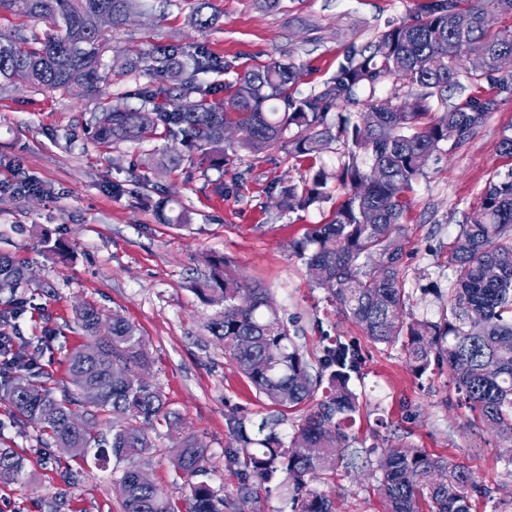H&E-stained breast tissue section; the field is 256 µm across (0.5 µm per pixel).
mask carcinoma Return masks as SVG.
<instances>
[{"label": "carcinoma", "mask_w": 512, "mask_h": 512, "mask_svg": "<svg viewBox=\"0 0 512 512\" xmlns=\"http://www.w3.org/2000/svg\"><path fill=\"white\" fill-rule=\"evenodd\" d=\"M137 0H0V7L49 24V32H0V79L25 67L31 85L89 97L112 82L106 65V39L98 26L101 14H112V28L126 24ZM209 0H200L191 14L194 26L218 21L205 14ZM512 16V0H473L465 11L457 0H429L420 17L387 24L366 44L350 45L336 74L323 88L296 98L290 93L298 70L294 63L273 61L241 75L231 95L214 98L197 75L217 66L202 46L189 50L179 41L143 49L115 72L148 78L140 92L141 106L121 103L103 108L104 118L93 136L103 144L140 141L160 132L179 138L201 151L212 166L224 165V129L240 130L239 147L258 151L288 140L300 155H312L340 142L344 151L334 171L319 169L311 183L299 189L281 187L280 206L305 210L327 199L328 181L346 189L331 219L295 246L313 286L328 290L340 310L360 324L376 343L390 344L407 337L414 371L424 374L431 356H445L459 396L478 411L481 421L512 443V174L489 182L480 206L472 211L454 240L448 267L446 316L404 321L409 294L401 278V219L405 192L419 179L430 158L462 146L480 127L489 102L469 97L448 104V89L471 81L493 80L512 90V73L501 74L495 62L512 55V28L492 33L490 15ZM458 46L448 61V41ZM471 57L483 59L471 69ZM391 84L389 97L376 90ZM369 91L362 100L359 91ZM348 113L328 123L333 108ZM211 277L199 285L202 300L219 308L207 324L211 335L224 342V353L236 363L255 390L278 407L323 399L294 430L292 441H304L311 453L298 455L285 447L268 424L267 434L252 439L241 418L229 419L241 444L227 451L228 460H243L239 496L247 500L250 479L270 480L286 474L294 489L292 512H332L330 499L309 488L316 472L343 459L347 429L355 421L359 397L353 379L359 376L361 356L352 344L325 337L316 373L309 371L290 336L279 309L267 303V292L240 279L227 260L212 262ZM25 262L0 254V288L14 290L26 280ZM100 312L84 307L77 321L88 339L71 352L67 370L79 396L56 395L31 385L22 390L23 373L13 365L0 366V397L14 408L18 421L47 435L60 448L73 449L84 460L94 452L105 464L141 457L154 447L147 427L172 425L161 391L138 379L149 363L146 345L137 329L112 315V335L99 336ZM103 416L120 422L106 446L94 429ZM85 418L87 429L75 423ZM258 447L253 448L251 444ZM207 449L193 436L179 439L173 464L187 478L202 472ZM379 490L386 512H420L423 501L431 512H471L479 477L469 467L446 457L430 456L416 448L391 449L379 461ZM22 460L0 448V480L18 481ZM115 485L124 512H174L149 473L138 465L125 469ZM185 512H224L225 500L203 482L188 483Z\"/></svg>", "instance_id": "carcinoma-1"}]
</instances>
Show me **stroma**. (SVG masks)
Masks as SVG:
<instances>
[{
    "instance_id": "35a3bbf8",
    "label": "stroma",
    "mask_w": 512,
    "mask_h": 512,
    "mask_svg": "<svg viewBox=\"0 0 512 512\" xmlns=\"http://www.w3.org/2000/svg\"><path fill=\"white\" fill-rule=\"evenodd\" d=\"M425 2L278 0L269 9L263 0H211L219 23L200 30L189 23L196 0H142L137 13L105 37L113 58L171 39L205 45L227 65L203 76L220 88L254 67L290 59L298 67L294 93L303 97L335 74L349 44L368 42L387 22L417 17ZM139 86L138 79L121 77L98 96L80 98L0 80V253L25 260L31 273L17 292L0 291V311L26 303L17 323L27 341L17 350L34 364L30 379L58 395L75 393L66 357L86 342L76 309L91 305L103 318L121 315L145 341L149 383L179 418L175 428L152 431L155 446L142 459L159 491L183 507L189 489L171 456L175 437L192 435L208 450L202 481L237 502L241 467L226 457L237 445L229 417L243 418L253 437L262 421L276 420V433L287 441L311 405H271L209 333L216 309L194 286L208 275L209 260L226 257L241 279L265 288L293 319L290 333L310 364H317L327 334L361 350L360 411L348 431L349 447L337 466L310 483L329 497L334 512H384L377 465L392 448H418L468 466L486 486L474 495L472 512H512V454L461 402L447 363L416 374L403 342H373L327 290L312 287L292 250L329 220L343 191L329 184V200L289 211L279 205V186L303 185L319 167H334L336 153L310 159L284 145L239 150L218 170L181 144L176 164L159 165L162 149L173 145L165 136L98 144L90 121L99 104L125 93L129 105L138 106ZM469 96L493 101V110L465 145L432 157L407 194L402 270L410 320L440 319L448 306L449 248L488 182L512 172V157L499 148L502 137L512 135V94L485 79L467 80L449 91L448 102ZM17 169L38 190L17 189ZM162 200L187 213L188 224L161 221L156 205ZM44 238L63 244L66 256L43 251ZM0 448L12 449L26 468L24 480L0 481V512H123L115 489L121 463L75 462L35 428L19 424L1 399ZM292 496L283 477L254 481L245 512H291Z\"/></svg>"
}]
</instances>
